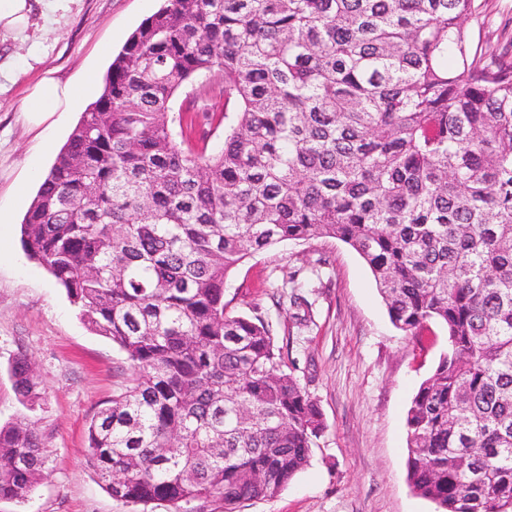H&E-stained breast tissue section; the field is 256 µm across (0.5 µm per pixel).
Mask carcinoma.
<instances>
[{
  "label": "carcinoma",
  "instance_id": "obj_1",
  "mask_svg": "<svg viewBox=\"0 0 512 512\" xmlns=\"http://www.w3.org/2000/svg\"><path fill=\"white\" fill-rule=\"evenodd\" d=\"M475 0H165L112 59L21 224L133 377L88 426L113 498L237 512L324 428L272 324L224 283L284 241L339 240L392 324L447 347L406 414L407 478L437 512H512V60L470 57ZM224 127L209 148L210 130ZM13 387L42 399L24 354ZM47 437L0 425V499Z\"/></svg>",
  "mask_w": 512,
  "mask_h": 512
}]
</instances>
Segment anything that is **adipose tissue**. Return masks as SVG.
I'll return each mask as SVG.
<instances>
[{
	"label": "adipose tissue",
	"instance_id": "obj_1",
	"mask_svg": "<svg viewBox=\"0 0 512 512\" xmlns=\"http://www.w3.org/2000/svg\"><path fill=\"white\" fill-rule=\"evenodd\" d=\"M99 83L97 73L82 80H61L48 70L32 86L23 101L22 110L29 122L40 125L58 113L73 111Z\"/></svg>",
	"mask_w": 512,
	"mask_h": 512
}]
</instances>
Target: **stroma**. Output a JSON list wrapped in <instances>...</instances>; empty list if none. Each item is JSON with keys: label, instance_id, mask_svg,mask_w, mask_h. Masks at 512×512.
I'll return each instance as SVG.
<instances>
[{"label": "stroma", "instance_id": "1", "mask_svg": "<svg viewBox=\"0 0 512 512\" xmlns=\"http://www.w3.org/2000/svg\"><path fill=\"white\" fill-rule=\"evenodd\" d=\"M161 0H60L36 11L28 28L0 32V423L19 417L49 437V463L26 500L0 499V512H144L113 499L86 463L92 416L131 377L111 341L93 333L65 291L25 255L20 226L37 191L29 171L48 172L80 119L56 114L49 134L20 111L28 88L45 69L64 79L106 69L104 43L120 51ZM464 27L476 59L512 50V0H476ZM301 283L312 320L282 286ZM231 316L272 321L282 356L317 402L325 428L308 466L277 496L242 503L238 512H436L406 479V412L445 346L438 328L419 338L391 323L374 278L349 246L329 238L282 242L240 264L225 283ZM32 361L43 400L25 408L9 372L18 353Z\"/></svg>", "mask_w": 512, "mask_h": 512}]
</instances>
